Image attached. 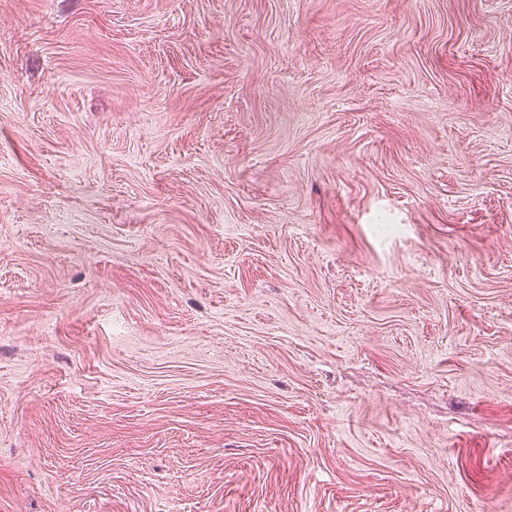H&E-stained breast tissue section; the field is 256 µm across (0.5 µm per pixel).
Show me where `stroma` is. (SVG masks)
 Listing matches in <instances>:
<instances>
[{
    "label": "stroma",
    "instance_id": "obj_1",
    "mask_svg": "<svg viewBox=\"0 0 512 512\" xmlns=\"http://www.w3.org/2000/svg\"><path fill=\"white\" fill-rule=\"evenodd\" d=\"M0 512H512V0H0Z\"/></svg>",
    "mask_w": 512,
    "mask_h": 512
}]
</instances>
